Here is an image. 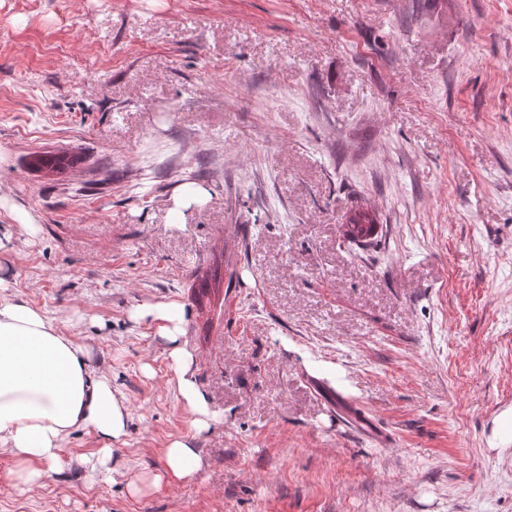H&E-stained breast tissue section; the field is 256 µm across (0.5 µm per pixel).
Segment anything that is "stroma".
I'll return each instance as SVG.
<instances>
[{
	"label": "stroma",
	"instance_id": "35a3bbf8",
	"mask_svg": "<svg viewBox=\"0 0 512 512\" xmlns=\"http://www.w3.org/2000/svg\"><path fill=\"white\" fill-rule=\"evenodd\" d=\"M5 233L129 420L108 481L85 430L30 493L0 455V512H512V0H0ZM376 224V218L368 210H358L349 218L347 235L351 241L370 238L371 227ZM137 316H151L161 322L162 336L171 344L169 356L176 373L178 391L186 408L194 416V423L199 432L207 430L216 420V413L211 410L205 393L195 381L192 371L193 356L180 345L183 330L182 312L179 307L170 303L162 307H145L137 310ZM200 468L201 459L196 448L183 440H174L165 448L163 474H155L151 485L158 484L165 477L182 479L193 476Z\"/></svg>",
	"mask_w": 512,
	"mask_h": 512
}]
</instances>
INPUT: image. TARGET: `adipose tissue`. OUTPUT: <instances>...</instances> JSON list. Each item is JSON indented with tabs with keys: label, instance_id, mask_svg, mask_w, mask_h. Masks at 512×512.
Masks as SVG:
<instances>
[{
	"label": "adipose tissue",
	"instance_id": "obj_1",
	"mask_svg": "<svg viewBox=\"0 0 512 512\" xmlns=\"http://www.w3.org/2000/svg\"><path fill=\"white\" fill-rule=\"evenodd\" d=\"M11 282L0 275V453L15 463L14 486H37L48 467L60 460L66 438L86 430L103 444L91 470L109 472L112 445L126 434L128 410L112 380L90 362L85 344L58 333L43 312L11 295ZM152 317L170 343L169 356L178 391L198 431L216 419L195 381L193 356L180 344L182 312L176 304L139 309ZM201 467L195 448L182 440L165 450V469L154 475L182 479Z\"/></svg>",
	"mask_w": 512,
	"mask_h": 512
}]
</instances>
